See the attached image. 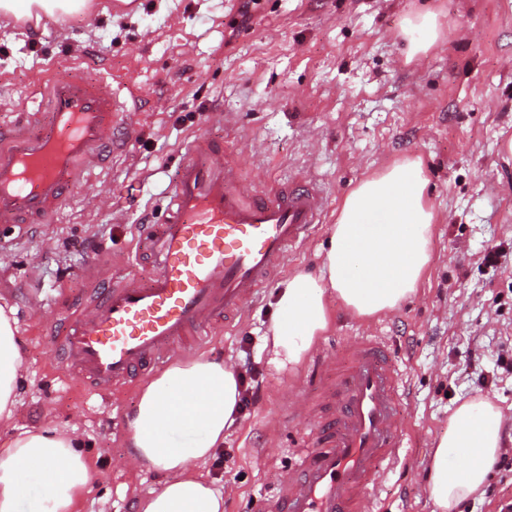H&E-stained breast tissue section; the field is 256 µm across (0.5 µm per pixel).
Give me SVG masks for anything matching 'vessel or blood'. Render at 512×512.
<instances>
[{
	"label": "vessel or blood",
	"mask_w": 512,
	"mask_h": 512,
	"mask_svg": "<svg viewBox=\"0 0 512 512\" xmlns=\"http://www.w3.org/2000/svg\"><path fill=\"white\" fill-rule=\"evenodd\" d=\"M127 104L106 76L77 65L5 106L0 128V224L54 220L69 196L123 145L113 137ZM327 199L312 182L249 190L224 145L196 136L185 148L159 223L141 225L152 267L104 284L67 326L44 335L67 373L109 389L202 343L244 314L289 251L320 224ZM332 384L296 472L280 477L264 512H361L382 468L405 462L399 373L381 339L361 336L336 357Z\"/></svg>",
	"instance_id": "obj_1"
}]
</instances>
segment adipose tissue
Masks as SVG:
<instances>
[{"mask_svg": "<svg viewBox=\"0 0 512 512\" xmlns=\"http://www.w3.org/2000/svg\"><path fill=\"white\" fill-rule=\"evenodd\" d=\"M420 158L373 173L344 198L319 271L297 273L279 289L264 347L284 368L298 364L329 323L326 298L337 295L361 317L396 309L413 296L432 259L436 214L425 193ZM21 357L15 320L0 307V428L16 416ZM241 374L203 356L179 360L142 390L128 422L132 457L165 475L140 503V512H224V495L196 470L224 445L238 417ZM433 452L427 493L436 512H455L481 497L501 451V416L483 397L460 403ZM192 430L187 444L177 432ZM458 458L449 461V449ZM37 474L44 492L32 512H73L91 470L74 433L45 424L19 432L0 458V512H19L20 473Z\"/></svg>", "mask_w": 512, "mask_h": 512, "instance_id": "adipose-tissue-1", "label": "adipose tissue"}]
</instances>
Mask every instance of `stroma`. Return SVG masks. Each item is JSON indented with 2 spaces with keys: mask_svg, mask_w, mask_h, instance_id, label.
<instances>
[{
  "mask_svg": "<svg viewBox=\"0 0 512 512\" xmlns=\"http://www.w3.org/2000/svg\"><path fill=\"white\" fill-rule=\"evenodd\" d=\"M90 0L76 13L0 17V99L30 96L56 69L81 64L111 78L131 107L128 147L66 202L58 222L0 226V305L12 308L24 379L16 427L77 429L92 481L74 512H138L159 482L129 461L115 417L135 408L143 380L101 395L61 373L43 339L70 316L99 264L122 271L138 226L157 220L173 166L195 134L224 140L243 183L306 179L323 190L322 224L260 288L242 321L181 358L251 366L259 397L224 436L231 457L202 468L224 512H262L276 480L296 466L309 417L288 405L319 382L312 357L356 336L385 339L398 363L408 460L375 487L367 512H433L426 472L463 400L486 396L501 413L494 496L457 512H500L512 501V0ZM431 9L442 33L410 56L407 15ZM406 157L423 162L437 222L418 292L377 317L328 302L329 325L299 365L268 362L264 338L275 292L322 264L336 211L364 178ZM499 250L498 263L485 259Z\"/></svg>",
  "mask_w": 512,
  "mask_h": 512,
  "instance_id": "35a3bbf8",
  "label": "stroma"
}]
</instances>
